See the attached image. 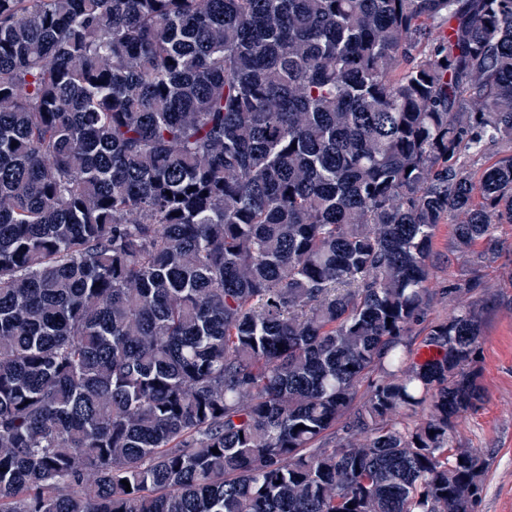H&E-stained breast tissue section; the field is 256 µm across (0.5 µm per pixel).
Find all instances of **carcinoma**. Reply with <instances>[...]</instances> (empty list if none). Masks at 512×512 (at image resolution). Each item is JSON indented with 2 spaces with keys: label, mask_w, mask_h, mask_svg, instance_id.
Wrapping results in <instances>:
<instances>
[{
  "label": "carcinoma",
  "mask_w": 512,
  "mask_h": 512,
  "mask_svg": "<svg viewBox=\"0 0 512 512\" xmlns=\"http://www.w3.org/2000/svg\"><path fill=\"white\" fill-rule=\"evenodd\" d=\"M447 223L512 224V0H0V512H476Z\"/></svg>",
  "instance_id": "carcinoma-1"
}]
</instances>
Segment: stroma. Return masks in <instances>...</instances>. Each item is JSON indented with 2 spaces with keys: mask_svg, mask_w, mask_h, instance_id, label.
Segmentation results:
<instances>
[{
  "mask_svg": "<svg viewBox=\"0 0 512 512\" xmlns=\"http://www.w3.org/2000/svg\"><path fill=\"white\" fill-rule=\"evenodd\" d=\"M434 290L429 318H444L458 304L475 299L483 306L484 398L463 414L455 442L484 453L489 473L479 512H512V224L498 225L493 244L479 242L466 254L454 249L452 225H438L429 257ZM478 276L473 295L449 293L451 284Z\"/></svg>",
  "mask_w": 512,
  "mask_h": 512,
  "instance_id": "stroma-1",
  "label": "stroma"
}]
</instances>
